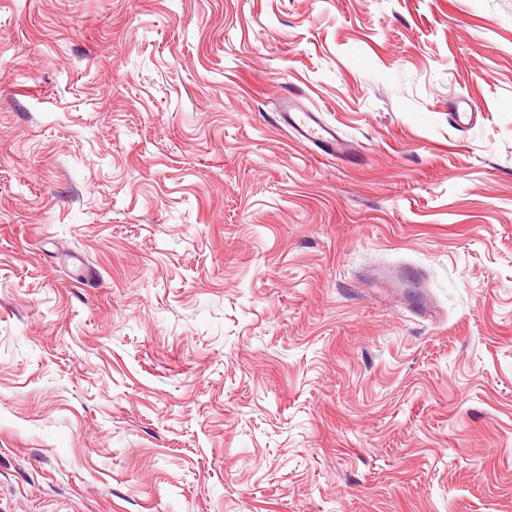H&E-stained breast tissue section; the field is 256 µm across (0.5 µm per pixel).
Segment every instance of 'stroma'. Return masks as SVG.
I'll use <instances>...</instances> for the list:
<instances>
[{
  "label": "stroma",
  "mask_w": 512,
  "mask_h": 512,
  "mask_svg": "<svg viewBox=\"0 0 512 512\" xmlns=\"http://www.w3.org/2000/svg\"><path fill=\"white\" fill-rule=\"evenodd\" d=\"M0 512H512V0H0ZM280 118L301 141L318 145L326 155L342 158L353 153L351 144L337 134L335 127L324 122L318 112L301 108L294 99L284 101Z\"/></svg>",
  "instance_id": "obj_1"
}]
</instances>
